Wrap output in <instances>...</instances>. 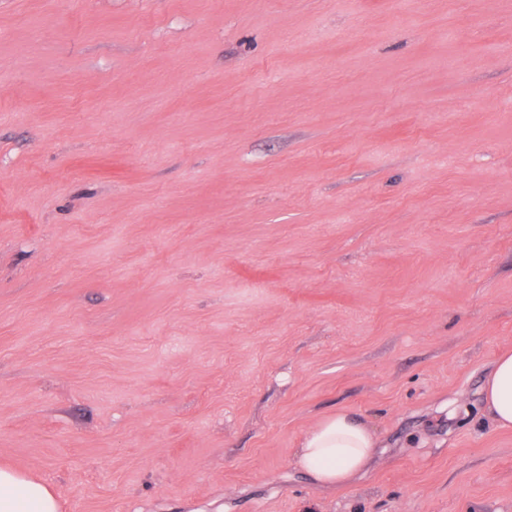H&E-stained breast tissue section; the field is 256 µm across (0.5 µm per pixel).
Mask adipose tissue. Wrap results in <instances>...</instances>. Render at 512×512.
I'll list each match as a JSON object with an SVG mask.
<instances>
[{
  "instance_id": "obj_1",
  "label": "adipose tissue",
  "mask_w": 512,
  "mask_h": 512,
  "mask_svg": "<svg viewBox=\"0 0 512 512\" xmlns=\"http://www.w3.org/2000/svg\"><path fill=\"white\" fill-rule=\"evenodd\" d=\"M484 411L499 428L512 429V353L493 363L483 386ZM378 439L364 422L339 412L325 417L301 437L296 465L317 482L342 486L375 457ZM0 512H59L53 490L9 468H0Z\"/></svg>"
}]
</instances>
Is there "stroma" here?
I'll return each instance as SVG.
<instances>
[{
	"mask_svg": "<svg viewBox=\"0 0 512 512\" xmlns=\"http://www.w3.org/2000/svg\"><path fill=\"white\" fill-rule=\"evenodd\" d=\"M510 350L512 0H0V467L59 512H512ZM484 415L499 428L512 429V353L500 354L484 386ZM376 448L377 436L366 423L337 412L303 434L295 463L321 484L343 486L374 459Z\"/></svg>",
	"mask_w": 512,
	"mask_h": 512,
	"instance_id": "obj_1",
	"label": "stroma"
}]
</instances>
